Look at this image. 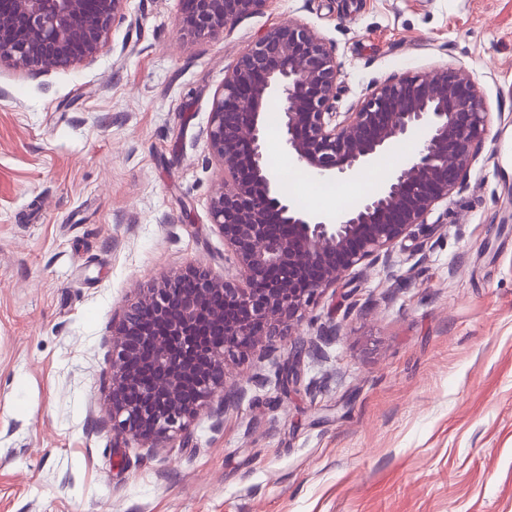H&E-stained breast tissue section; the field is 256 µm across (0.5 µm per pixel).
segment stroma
<instances>
[{
    "label": "stroma",
    "mask_w": 512,
    "mask_h": 512,
    "mask_svg": "<svg viewBox=\"0 0 512 512\" xmlns=\"http://www.w3.org/2000/svg\"><path fill=\"white\" fill-rule=\"evenodd\" d=\"M181 10L124 0L93 62L0 67V512H512V0H267L192 43ZM293 19L335 49V111L448 65L489 133L394 276L356 267L308 307L297 389L273 340L227 364L224 416L150 453L105 418L112 325L187 265L236 276L205 131L225 70Z\"/></svg>",
    "instance_id": "1"
}]
</instances>
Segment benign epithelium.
<instances>
[{
  "label": "benign epithelium",
  "mask_w": 512,
  "mask_h": 512,
  "mask_svg": "<svg viewBox=\"0 0 512 512\" xmlns=\"http://www.w3.org/2000/svg\"><path fill=\"white\" fill-rule=\"evenodd\" d=\"M0 64L41 73L94 60L124 0H3ZM267 0H183L188 39L216 35ZM341 76L335 48L307 24L268 29L224 72L206 130L222 177L209 217L238 277L189 266L148 288L112 330V433L152 448L185 433L199 409L225 411L235 392L224 366L263 337L288 340L285 382L297 386L315 343L292 330L307 308L361 264L391 267L395 245L415 236L461 185L489 132L473 75L440 67L377 87L353 112L333 111ZM280 114L288 157L310 174L352 180L398 140L418 132L414 155L380 188L336 214L295 206L281 192L265 147V112Z\"/></svg>",
  "instance_id": "obj_1"
}]
</instances>
